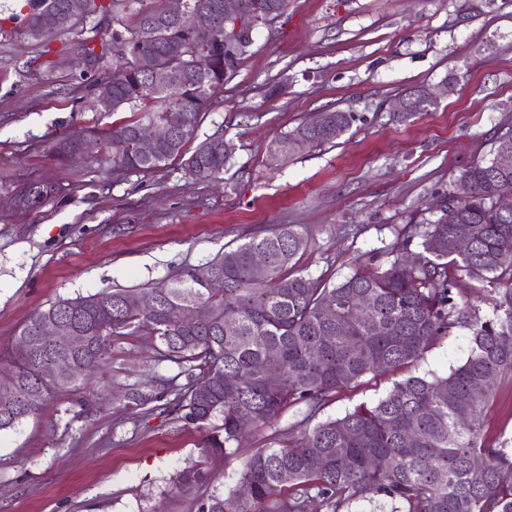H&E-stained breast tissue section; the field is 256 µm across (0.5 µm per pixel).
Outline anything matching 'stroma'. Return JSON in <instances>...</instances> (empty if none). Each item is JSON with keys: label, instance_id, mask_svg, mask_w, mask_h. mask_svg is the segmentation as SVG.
Wrapping results in <instances>:
<instances>
[{"label": "stroma", "instance_id": "stroma-1", "mask_svg": "<svg viewBox=\"0 0 512 512\" xmlns=\"http://www.w3.org/2000/svg\"><path fill=\"white\" fill-rule=\"evenodd\" d=\"M17 6L0 0L9 30L0 36V344L52 302L151 287L270 224L307 225L298 266L334 280L416 252L408 224L431 220L434 200L512 123V0H288L199 116L195 142L220 133L235 146L219 178L195 181L174 160L116 179L105 167L59 164L49 149L131 109L98 111L87 79L57 63L66 36L29 37L11 17ZM450 78L455 89L438 106L393 120L396 99ZM331 108L356 115L336 143L268 160L273 139ZM37 183L52 194L19 205ZM467 336L454 328L419 360L341 392L321 418L376 402L407 376L447 375L466 358ZM179 371L150 337H113L81 394L0 431V512H197L200 496L235 487L254 449L294 436L295 407L238 456L213 461V486L176 492L203 434L145 412L132 394ZM483 432L495 447L512 441L511 380L498 383Z\"/></svg>", "mask_w": 512, "mask_h": 512}]
</instances>
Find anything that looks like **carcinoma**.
Listing matches in <instances>:
<instances>
[{"instance_id":"obj_1","label":"carcinoma","mask_w":512,"mask_h":512,"mask_svg":"<svg viewBox=\"0 0 512 512\" xmlns=\"http://www.w3.org/2000/svg\"><path fill=\"white\" fill-rule=\"evenodd\" d=\"M128 2L24 0L22 23L38 39L45 32L36 19L46 10L69 14L61 34L92 15L112 19V47L88 38L64 45L71 65L112 84L111 112L139 108L110 130L89 131L105 151L90 162L111 165L118 178L151 173L178 159L191 178L208 181L224 171L234 145L212 136L192 151L187 145L212 92L233 79L247 49L222 31L209 36L182 30L162 4L124 15ZM241 3L246 24L255 29L270 22L272 10L288 8V0ZM143 60L177 62L189 79L157 90L143 75ZM355 120L352 112L329 109L275 142L292 144L291 159L335 143ZM153 121L171 125L175 135L145 156L133 135ZM505 148L512 150L511 125L501 128L490 159L474 162L457 177L469 194L462 200L453 193L441 197L437 218L410 228L421 247L411 267L397 258L338 281L315 277L297 268L309 246L307 228L274 224L147 290L106 288L50 304L0 345V368L18 376L15 396L0 398V430L41 415L59 393L81 389L107 357L112 337L130 330L152 337L161 356L181 367L186 382L159 381L161 397H172L169 407L178 420L199 429L214 418L223 421L222 433L203 440L199 464L178 475L181 491L211 484L209 460L237 455L250 433L268 427L287 408L304 407L291 442L255 449L235 488L200 499L198 512H306L310 502L325 512H352L358 502L372 512H512V453L483 438L497 383L512 379V213L497 206L501 193L512 191V170L495 166ZM459 224L468 226L469 253L455 247ZM257 252L267 255L261 272L253 266ZM463 276L470 287L495 294L494 318L460 305ZM217 280L224 287H212ZM145 294L154 300L152 308L134 307ZM362 297L373 308L356 321L349 309ZM327 306L335 308L329 319L323 315ZM197 307L206 314L196 324L170 319L175 308ZM63 317L84 337L81 347L40 340L43 324ZM456 327L469 331L468 354L448 375L410 376L373 404L315 421L337 394L418 360ZM52 361L61 365L56 379L46 373ZM241 413L250 416L245 428Z\"/></svg>"}]
</instances>
